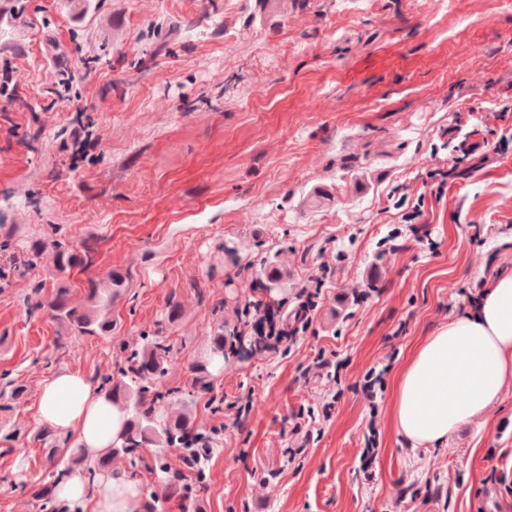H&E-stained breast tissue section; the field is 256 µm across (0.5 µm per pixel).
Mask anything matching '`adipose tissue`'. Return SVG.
I'll use <instances>...</instances> for the list:
<instances>
[{"label":"adipose tissue","instance_id":"adipose-tissue-1","mask_svg":"<svg viewBox=\"0 0 512 512\" xmlns=\"http://www.w3.org/2000/svg\"><path fill=\"white\" fill-rule=\"evenodd\" d=\"M512 385V272L497 275L478 306L449 319L417 347L402 369L393 407L397 434L417 449L447 441L483 414ZM41 422L76 436L88 460L119 443L122 412L81 375L61 372L43 382ZM140 485L124 474L88 485L81 472L57 484L60 502L86 512H137Z\"/></svg>","mask_w":512,"mask_h":512}]
</instances>
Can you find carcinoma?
<instances>
[{
  "mask_svg": "<svg viewBox=\"0 0 512 512\" xmlns=\"http://www.w3.org/2000/svg\"><path fill=\"white\" fill-rule=\"evenodd\" d=\"M53 231L55 237L35 242L30 250L33 260L40 258L44 251L51 250L60 276L52 295L37 300L35 309L47 312L52 319L83 335L96 336L112 332V298L124 288V280L119 276L110 277V287L103 291L91 283L85 299L78 303L72 302L68 282L62 276L78 262L85 266L91 265L92 256L88 253L83 257L75 254L70 242L59 233V228L55 227ZM264 276L269 283V290L281 287L282 270L278 261L269 259L265 262ZM233 335L235 332L226 333L224 325H219L212 336L211 355L226 359L236 354L233 344L229 343V337ZM171 351V345L166 343L164 337L144 335L139 345L129 350L124 362L117 365L113 373L101 377L100 389L126 415L125 431L120 444L112 446L99 457L98 470L90 472V481H95L97 473L110 469L112 457L122 454L133 458L141 448L157 449L156 465L160 472L166 474L168 466L164 461V449L179 445L187 435L195 431L191 406L182 402L180 408H174L173 399L179 397V391L163 392L157 386L168 371ZM208 364L207 359L194 363L191 387L197 392L208 388ZM24 393L25 385L15 378L1 383L0 397L7 394L9 398L0 403V414L13 411ZM39 435L46 445L44 453L52 481L43 483L35 493L36 498L48 500L56 481L72 472L83 461L84 451L74 448L66 454L60 451V443L52 431L44 428Z\"/></svg>",
  "mask_w": 512,
  "mask_h": 512,
  "instance_id": "carcinoma-1",
  "label": "carcinoma"
}]
</instances>
